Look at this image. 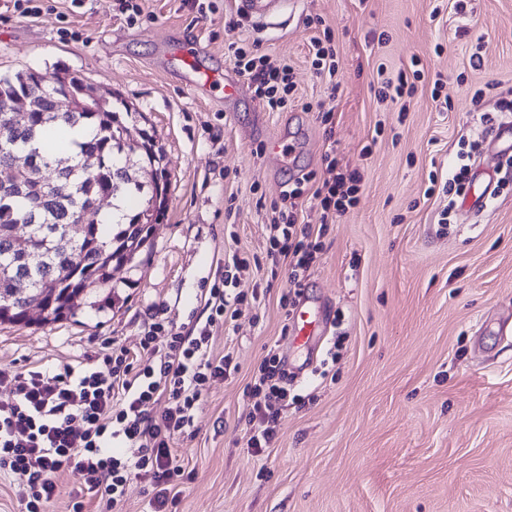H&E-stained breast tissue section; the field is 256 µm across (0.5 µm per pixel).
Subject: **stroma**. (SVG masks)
I'll use <instances>...</instances> for the list:
<instances>
[{"mask_svg": "<svg viewBox=\"0 0 512 512\" xmlns=\"http://www.w3.org/2000/svg\"><path fill=\"white\" fill-rule=\"evenodd\" d=\"M137 2L131 25L119 0H35L36 17L0 0V74L64 67L111 91L169 183L150 254L112 273V306L0 325V368L85 369L102 351L137 349L154 318L179 329L201 314L225 259L254 255L240 314L213 329L214 358L232 354L239 370L212 382L175 442L193 472L176 512H512V171L479 140L482 113L512 93V0H298L264 21L237 0H213L202 20L183 0ZM316 17L323 27L309 26ZM229 19L235 38L291 66L287 111H268L247 83L224 105ZM327 29L341 82L328 128L315 108L328 85L308 57ZM175 30L207 49L200 66L216 85L201 97L167 69L160 43ZM415 69L412 94L377 96L382 76ZM283 129L293 151L280 169L255 150ZM331 147L362 181L357 204L324 226L313 193L331 177ZM461 151L470 169L507 173L478 213L442 191ZM293 173L312 176L297 221L322 244L301 297L321 304L327 327L305 348L281 333L288 266L266 258L267 214ZM272 356L288 396L256 453L246 386Z\"/></svg>", "mask_w": 512, "mask_h": 512, "instance_id": "1", "label": "stroma"}]
</instances>
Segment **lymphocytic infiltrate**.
Here are the masks:
<instances>
[{
    "label": "lymphocytic infiltrate",
    "mask_w": 512,
    "mask_h": 512,
    "mask_svg": "<svg viewBox=\"0 0 512 512\" xmlns=\"http://www.w3.org/2000/svg\"><path fill=\"white\" fill-rule=\"evenodd\" d=\"M224 51L269 111L287 108L293 91L288 64L270 61L258 44L239 39L225 41ZM327 167L335 176L314 193L325 224L356 204L361 181L358 172L338 170L336 159ZM266 232L269 260L290 267L289 292L280 298L285 306L291 295L300 294L302 275L321 245L294 214L276 206L267 216ZM250 267L248 258L232 255L209 291L205 320L180 330L152 322L138 351L113 349L102 355L100 366L80 373L70 367L59 373L0 369V387L12 395L10 402H0V473L17 480L24 512H47L58 494L53 475L65 467L103 512L124 500L135 479L150 487L151 512H169L180 485L191 477L174 440L191 426L211 382L238 370L232 355L213 358L212 329L237 316L244 297L229 288ZM287 382L283 363L272 358L247 386L254 451L269 447L276 436L277 403L287 396ZM159 401L163 411L151 414V404Z\"/></svg>",
    "instance_id": "obj_1"
}]
</instances>
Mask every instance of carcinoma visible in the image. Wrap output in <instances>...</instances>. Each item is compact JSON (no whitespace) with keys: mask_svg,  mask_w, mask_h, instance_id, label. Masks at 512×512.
I'll use <instances>...</instances> for the list:
<instances>
[{"mask_svg":"<svg viewBox=\"0 0 512 512\" xmlns=\"http://www.w3.org/2000/svg\"><path fill=\"white\" fill-rule=\"evenodd\" d=\"M40 82L33 70L0 75V323L27 326L77 315L87 287L106 292L112 303V267L123 266L149 248L152 225L164 213L168 180L157 169L148 180L136 170L154 165L151 138L134 139L110 99L95 110L83 107L85 79L65 72L59 84ZM75 99L68 112L54 108L55 93ZM28 112L10 109L19 99ZM51 126L84 127L87 139L72 154L49 161L38 142ZM135 192L124 221L114 224L97 211L106 196ZM38 302V317L30 307Z\"/></svg>","mask_w":512,"mask_h":512,"instance_id":"obj_1","label":"carcinoma"}]
</instances>
